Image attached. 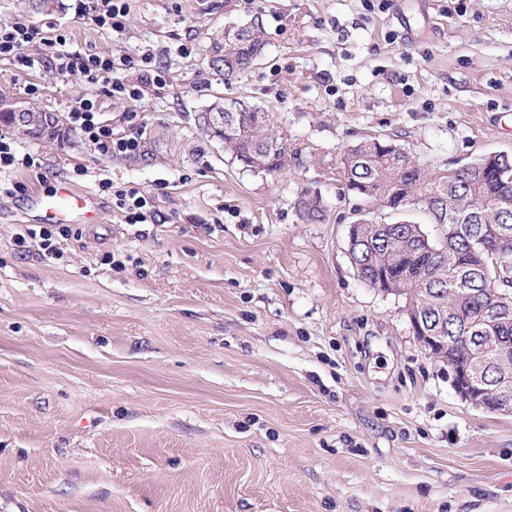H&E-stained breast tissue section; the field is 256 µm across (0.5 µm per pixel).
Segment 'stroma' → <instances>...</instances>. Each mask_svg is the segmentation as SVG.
Instances as JSON below:
<instances>
[{
  "label": "stroma",
  "mask_w": 512,
  "mask_h": 512,
  "mask_svg": "<svg viewBox=\"0 0 512 512\" xmlns=\"http://www.w3.org/2000/svg\"><path fill=\"white\" fill-rule=\"evenodd\" d=\"M123 31L74 0L66 51L153 50L165 74L135 102L50 65L0 60V93L67 115L93 98L134 156L78 127L16 139L41 166L0 194V512H512V415L455 394L404 300L363 283L348 233L365 202L340 178L376 136L431 168L512 155V0H128ZM261 17L264 58L225 82L209 36ZM264 104L287 149L273 174L199 135L216 98ZM102 205L64 254L18 234L58 180ZM150 219L129 224L115 193ZM317 192L322 222L297 203ZM135 189L120 190L116 194L119 201V208L125 213V221L129 224L147 223V214L145 212L148 204L147 199Z\"/></svg>",
  "instance_id": "obj_1"
}]
</instances>
